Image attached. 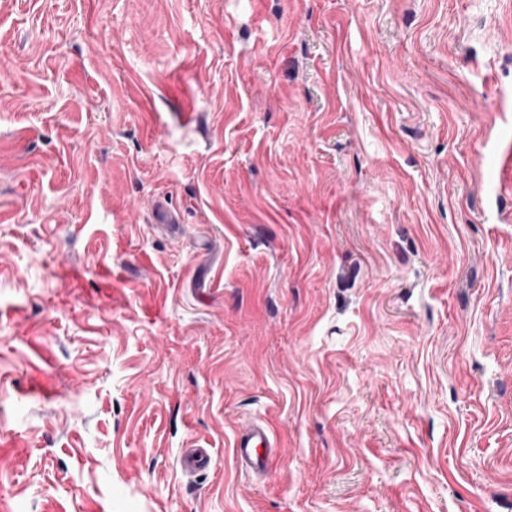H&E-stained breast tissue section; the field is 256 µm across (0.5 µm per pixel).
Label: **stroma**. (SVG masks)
I'll return each mask as SVG.
<instances>
[{"label": "stroma", "mask_w": 512, "mask_h": 512, "mask_svg": "<svg viewBox=\"0 0 512 512\" xmlns=\"http://www.w3.org/2000/svg\"><path fill=\"white\" fill-rule=\"evenodd\" d=\"M0 43V512H512V0H0ZM151 212L155 224H180L181 214L172 206L166 196H159L151 203ZM233 446L237 463L253 471H263L274 457L271 430L264 423L242 422ZM210 462L209 451L196 443L188 444L180 457L181 470L185 476H194L205 470Z\"/></svg>", "instance_id": "1"}]
</instances>
